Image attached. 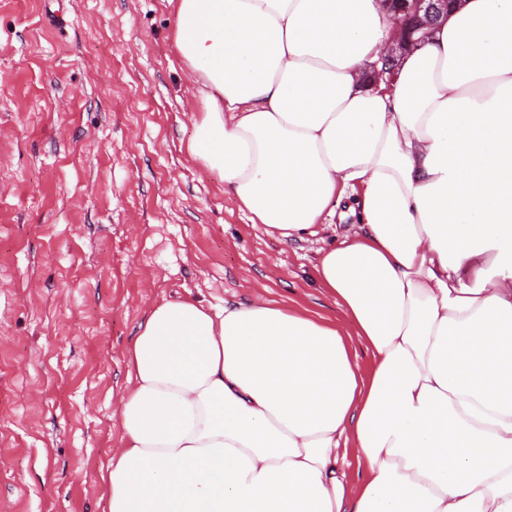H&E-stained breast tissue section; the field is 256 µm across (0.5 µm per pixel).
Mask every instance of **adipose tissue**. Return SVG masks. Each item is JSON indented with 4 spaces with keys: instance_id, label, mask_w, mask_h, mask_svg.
Listing matches in <instances>:
<instances>
[{
    "instance_id": "adipose-tissue-1",
    "label": "adipose tissue",
    "mask_w": 512,
    "mask_h": 512,
    "mask_svg": "<svg viewBox=\"0 0 512 512\" xmlns=\"http://www.w3.org/2000/svg\"><path fill=\"white\" fill-rule=\"evenodd\" d=\"M167 3L189 157L284 241L358 211L314 265L344 323L261 298L138 323L109 512H512V0H458L391 83L382 0Z\"/></svg>"
}]
</instances>
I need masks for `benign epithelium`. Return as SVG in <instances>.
<instances>
[{
    "instance_id": "1",
    "label": "benign epithelium",
    "mask_w": 512,
    "mask_h": 512,
    "mask_svg": "<svg viewBox=\"0 0 512 512\" xmlns=\"http://www.w3.org/2000/svg\"><path fill=\"white\" fill-rule=\"evenodd\" d=\"M401 13L399 27L391 35L394 45L387 55L380 59V65H372L379 69V74L394 78L401 57L421 46L432 27L448 17V11L456 0H387Z\"/></svg>"
}]
</instances>
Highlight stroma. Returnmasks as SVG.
<instances>
[{
	"label": "stroma",
	"instance_id": "obj_1",
	"mask_svg": "<svg viewBox=\"0 0 512 512\" xmlns=\"http://www.w3.org/2000/svg\"><path fill=\"white\" fill-rule=\"evenodd\" d=\"M167 0H0V512H107L125 350L163 299L332 320L316 240L190 160Z\"/></svg>",
	"mask_w": 512,
	"mask_h": 512
}]
</instances>
